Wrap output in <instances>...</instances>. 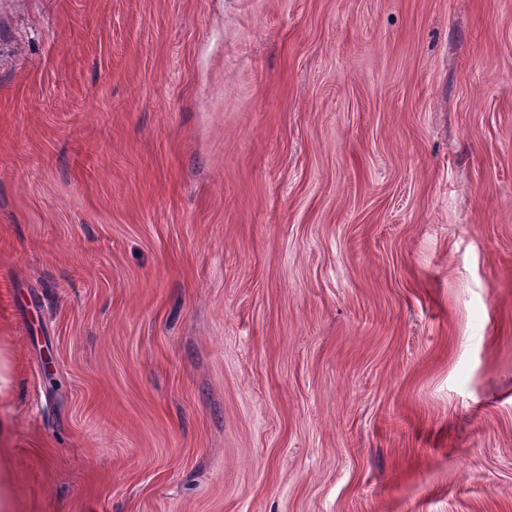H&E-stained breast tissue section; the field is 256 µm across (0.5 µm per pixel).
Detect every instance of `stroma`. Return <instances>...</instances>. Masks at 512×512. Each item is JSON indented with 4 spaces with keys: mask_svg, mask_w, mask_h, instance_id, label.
<instances>
[{
    "mask_svg": "<svg viewBox=\"0 0 512 512\" xmlns=\"http://www.w3.org/2000/svg\"><path fill=\"white\" fill-rule=\"evenodd\" d=\"M15 512H512V0H0Z\"/></svg>",
    "mask_w": 512,
    "mask_h": 512,
    "instance_id": "stroma-1",
    "label": "stroma"
}]
</instances>
